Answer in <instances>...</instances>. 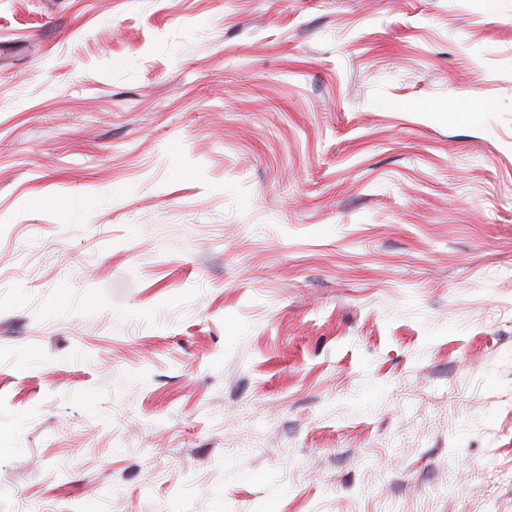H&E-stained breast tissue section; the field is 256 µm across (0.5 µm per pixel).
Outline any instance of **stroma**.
Here are the masks:
<instances>
[{"instance_id":"obj_1","label":"stroma","mask_w":512,"mask_h":512,"mask_svg":"<svg viewBox=\"0 0 512 512\" xmlns=\"http://www.w3.org/2000/svg\"><path fill=\"white\" fill-rule=\"evenodd\" d=\"M512 512V0H0V512Z\"/></svg>"}]
</instances>
